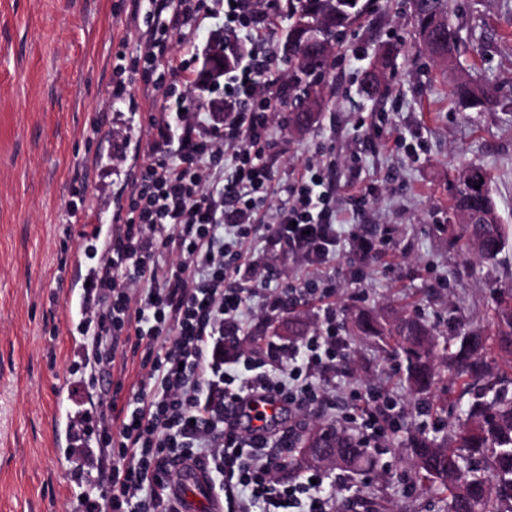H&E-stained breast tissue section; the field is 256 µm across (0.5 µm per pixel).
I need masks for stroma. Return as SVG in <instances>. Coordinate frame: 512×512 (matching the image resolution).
Segmentation results:
<instances>
[{
	"label": "stroma",
	"instance_id": "stroma-1",
	"mask_svg": "<svg viewBox=\"0 0 512 512\" xmlns=\"http://www.w3.org/2000/svg\"><path fill=\"white\" fill-rule=\"evenodd\" d=\"M375 2L335 51L310 128L281 135L274 179L285 180L316 146L333 152L337 223L376 239L396 229L390 247L365 263L328 267L339 316L419 309L441 351L460 323L489 329V289H512V242L494 262L461 256L448 198L456 170L482 165L512 232V0L452 4L461 69L495 95L483 109L462 108L451 76L422 50L412 0ZM145 10L144 0H0V512H73L52 422L67 362L56 257L73 188L87 190L83 213L100 206L95 189L105 176L111 200L126 201L148 160L158 92L137 79L128 97H111L112 58L136 47ZM389 46L397 49L394 73L382 96L368 98L363 74ZM116 127L135 128V138L122 162L101 160ZM348 342V383L389 391L401 427L372 472L328 467L325 475L343 500L373 498L382 512H439L443 498L419 486L404 450L412 434L434 433L407 390L404 362L372 339Z\"/></svg>",
	"mask_w": 512,
	"mask_h": 512
}]
</instances>
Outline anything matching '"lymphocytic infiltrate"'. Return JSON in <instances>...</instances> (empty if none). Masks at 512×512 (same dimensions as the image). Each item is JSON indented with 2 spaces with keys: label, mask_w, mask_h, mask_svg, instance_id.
Instances as JSON below:
<instances>
[{
  "label": "lymphocytic infiltrate",
  "mask_w": 512,
  "mask_h": 512,
  "mask_svg": "<svg viewBox=\"0 0 512 512\" xmlns=\"http://www.w3.org/2000/svg\"><path fill=\"white\" fill-rule=\"evenodd\" d=\"M282 0H149L135 53L118 52L112 96L124 98L125 59L139 64L162 104L149 121L148 163L133 179L122 224L100 262L93 306L95 363L110 372L118 348L143 351L138 389L114 385L97 424V445L113 451L102 512H181L177 467L201 466L225 512H335L323 474L291 481L283 470L311 416L364 442H387L399 428L394 404L378 391L336 396L346 338L332 298L336 285L295 282L281 260L319 270L348 266L380 245L345 236L329 214L336 160L318 148L304 168L275 183L273 125L288 122V87L274 70L267 33ZM223 18L251 43L241 67L224 76L234 112L195 109L201 91L194 39L204 20ZM186 36L172 52V31ZM324 300L323 319L304 342L241 350L247 322ZM278 405L273 426L255 423L258 404Z\"/></svg>",
  "instance_id": "f902f5d3"
}]
</instances>
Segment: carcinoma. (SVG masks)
Segmentation results:
<instances>
[{
  "label": "carcinoma",
  "instance_id": "carcinoma-1",
  "mask_svg": "<svg viewBox=\"0 0 512 512\" xmlns=\"http://www.w3.org/2000/svg\"><path fill=\"white\" fill-rule=\"evenodd\" d=\"M368 14V0H288L284 51L290 96L296 103L289 113L293 127L310 123L307 101L331 67L333 50ZM451 14L452 0H414L418 42L454 76V95L460 104L484 107L491 102L490 90L458 69L459 40ZM395 54V49L387 48L376 57L372 70L377 78L371 88L382 86ZM237 58L232 40L213 41L205 55V74L218 78ZM450 201L459 224L460 251L483 261L496 260L505 248L507 232L486 169L478 164L461 168L451 180ZM493 302V330L465 331L457 336L455 351L441 356L433 351L427 326L412 312L388 320L360 312L347 324L356 336L393 341L406 361L405 382L420 403L431 404L427 394L445 379L468 397L466 417L449 427L446 436L420 433L408 443L415 475L430 491L445 495L446 512H512V377L491 356L496 348L507 354L512 370V289L498 292ZM336 459L345 469L374 465L372 450L363 445L336 446Z\"/></svg>",
  "mask_w": 512,
  "mask_h": 512
}]
</instances>
